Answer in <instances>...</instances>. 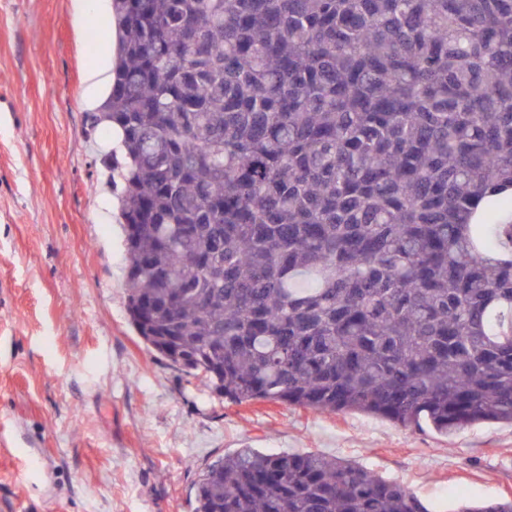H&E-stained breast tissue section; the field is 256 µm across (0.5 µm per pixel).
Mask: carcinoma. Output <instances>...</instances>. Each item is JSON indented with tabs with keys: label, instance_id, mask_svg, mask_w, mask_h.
Instances as JSON below:
<instances>
[{
	"label": "carcinoma",
	"instance_id": "cac0c4a2",
	"mask_svg": "<svg viewBox=\"0 0 512 512\" xmlns=\"http://www.w3.org/2000/svg\"><path fill=\"white\" fill-rule=\"evenodd\" d=\"M128 314L224 398L512 425V0H113ZM195 512H431L243 448ZM455 512H512V500Z\"/></svg>",
	"mask_w": 512,
	"mask_h": 512
}]
</instances>
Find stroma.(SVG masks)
Here are the masks:
<instances>
[{
  "label": "stroma",
  "instance_id": "35a3bbf8",
  "mask_svg": "<svg viewBox=\"0 0 512 512\" xmlns=\"http://www.w3.org/2000/svg\"><path fill=\"white\" fill-rule=\"evenodd\" d=\"M0 0V512H194L241 448L352 460L432 512L512 499V426L453 437L355 412L235 404L149 348L127 311L121 182L86 75L111 11Z\"/></svg>",
  "mask_w": 512,
  "mask_h": 512
}]
</instances>
